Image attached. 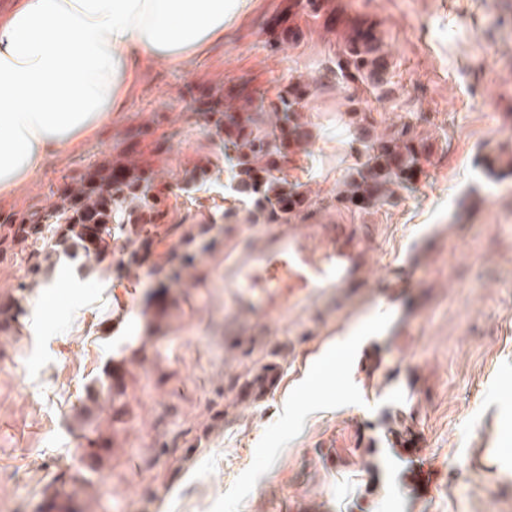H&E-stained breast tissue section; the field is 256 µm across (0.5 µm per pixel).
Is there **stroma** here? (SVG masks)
I'll return each instance as SVG.
<instances>
[{
  "instance_id": "1",
  "label": "stroma",
  "mask_w": 512,
  "mask_h": 512,
  "mask_svg": "<svg viewBox=\"0 0 512 512\" xmlns=\"http://www.w3.org/2000/svg\"><path fill=\"white\" fill-rule=\"evenodd\" d=\"M292 2L251 0L206 50L154 60L124 110L0 198L1 217L44 205L63 175L122 157L138 127L143 159L172 187L165 225L211 227L164 302L149 301L148 275L77 260L32 288L0 336V512H41L56 490L74 512H512V0H334L331 27L300 13L298 40L275 44L269 27ZM348 17L374 25L386 85L337 69ZM243 79L269 102L291 81L310 86L311 138L283 167L311 201L307 223L380 227L370 288L324 317L260 327L224 286L225 250L264 222L179 91ZM405 123L431 146L413 191L363 211L337 203L363 160L361 126L376 139ZM203 156L220 179L176 190ZM110 363L129 370L111 400ZM272 364L280 388L243 401ZM409 425L435 475L426 494L391 442ZM96 433L112 449L91 457ZM356 446L379 482L349 464Z\"/></svg>"
}]
</instances>
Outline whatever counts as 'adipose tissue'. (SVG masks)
Segmentation results:
<instances>
[{
	"label": "adipose tissue",
	"instance_id": "1",
	"mask_svg": "<svg viewBox=\"0 0 512 512\" xmlns=\"http://www.w3.org/2000/svg\"><path fill=\"white\" fill-rule=\"evenodd\" d=\"M247 0H15L0 15V196L126 105L150 59L224 36Z\"/></svg>",
	"mask_w": 512,
	"mask_h": 512
}]
</instances>
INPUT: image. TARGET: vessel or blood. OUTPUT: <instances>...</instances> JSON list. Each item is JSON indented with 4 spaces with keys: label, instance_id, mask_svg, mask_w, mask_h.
<instances>
[{
    "label": "vessel or blood",
    "instance_id": "b4317fda",
    "mask_svg": "<svg viewBox=\"0 0 512 512\" xmlns=\"http://www.w3.org/2000/svg\"><path fill=\"white\" fill-rule=\"evenodd\" d=\"M377 249L368 224H281L252 234L225 265L224 285L241 312L282 318L301 306V292L368 287Z\"/></svg>",
    "mask_w": 512,
    "mask_h": 512
}]
</instances>
